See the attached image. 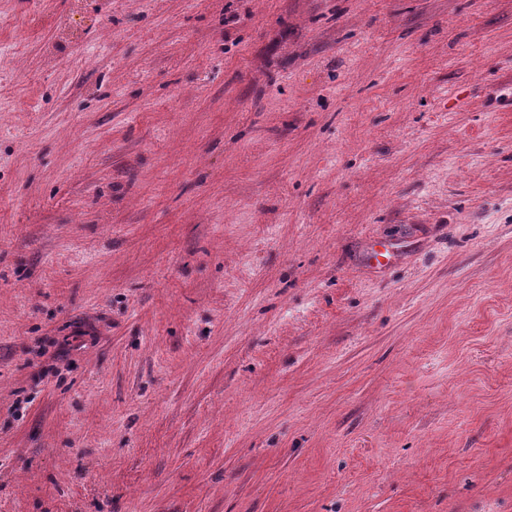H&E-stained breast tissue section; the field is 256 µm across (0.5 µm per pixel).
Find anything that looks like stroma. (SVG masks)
<instances>
[{"mask_svg":"<svg viewBox=\"0 0 512 512\" xmlns=\"http://www.w3.org/2000/svg\"><path fill=\"white\" fill-rule=\"evenodd\" d=\"M0 512H512V0H0Z\"/></svg>","mask_w":512,"mask_h":512,"instance_id":"1","label":"stroma"}]
</instances>
